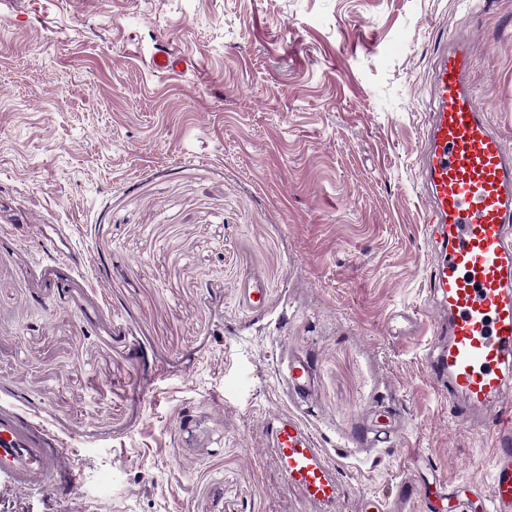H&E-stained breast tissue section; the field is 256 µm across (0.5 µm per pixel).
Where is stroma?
Masks as SVG:
<instances>
[{
  "mask_svg": "<svg viewBox=\"0 0 512 512\" xmlns=\"http://www.w3.org/2000/svg\"><path fill=\"white\" fill-rule=\"evenodd\" d=\"M461 33L512 149V0H0V407L24 402L78 473L64 493L1 479L0 512H397L434 476L452 500L489 489L493 438L450 421L424 363L421 133ZM162 44L196 70L153 72ZM50 224L80 265L45 249ZM279 413L335 463L334 505L286 483ZM288 382L298 396L308 395L313 386V371L304 361H292L288 364Z\"/></svg>",
  "mask_w": 512,
  "mask_h": 512,
  "instance_id": "obj_1",
  "label": "stroma"
}]
</instances>
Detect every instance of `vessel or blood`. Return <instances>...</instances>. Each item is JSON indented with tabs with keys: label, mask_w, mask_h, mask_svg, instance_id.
Instances as JSON below:
<instances>
[{
	"label": "vessel or blood",
	"mask_w": 512,
	"mask_h": 512,
	"mask_svg": "<svg viewBox=\"0 0 512 512\" xmlns=\"http://www.w3.org/2000/svg\"><path fill=\"white\" fill-rule=\"evenodd\" d=\"M472 63L470 42L456 37L433 71L421 193L435 244L426 281L442 317L433 323L425 366L453 422L495 436L488 508L512 512V152L470 86ZM152 67L180 75L193 63L165 48ZM288 381L296 395H308L309 364L290 362ZM35 428L23 415H0V475L23 492L41 490L53 477L69 487L76 480L71 460L63 450L41 447L31 436ZM269 442L289 486L306 501L335 503L336 468L297 417L278 415Z\"/></svg>",
	"instance_id": "1"
}]
</instances>
